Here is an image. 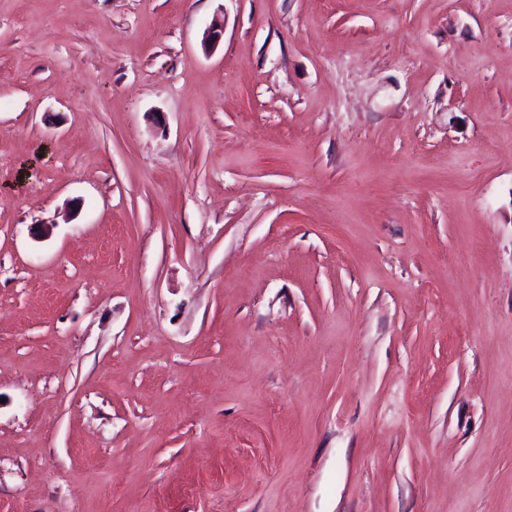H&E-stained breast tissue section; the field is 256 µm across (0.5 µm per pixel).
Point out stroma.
<instances>
[{
    "label": "stroma",
    "mask_w": 512,
    "mask_h": 512,
    "mask_svg": "<svg viewBox=\"0 0 512 512\" xmlns=\"http://www.w3.org/2000/svg\"><path fill=\"white\" fill-rule=\"evenodd\" d=\"M18 506L512 512V0H0Z\"/></svg>",
    "instance_id": "35a3bbf8"
}]
</instances>
